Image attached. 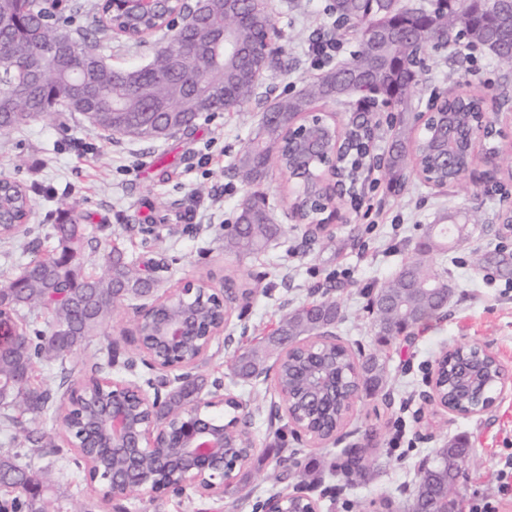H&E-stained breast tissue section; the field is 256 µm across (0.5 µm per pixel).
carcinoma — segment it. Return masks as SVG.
<instances>
[{
	"label": "carcinoma",
	"instance_id": "1",
	"mask_svg": "<svg viewBox=\"0 0 512 512\" xmlns=\"http://www.w3.org/2000/svg\"><path fill=\"white\" fill-rule=\"evenodd\" d=\"M429 11L403 3V0H332L326 7L336 16L334 24L356 35V49L345 63L309 82L298 93L279 98L262 114L254 137L240 148L231 162L234 175L253 185L265 180L270 170L299 162L284 133L299 115L312 111L315 104L335 100L336 84L348 80L353 85L349 97L366 109L380 104L396 113L390 121L391 144L379 165L381 179L393 190L405 182L406 166L416 156L422 166H439L444 144L432 140L430 129L441 124L449 112L455 113L459 126L472 123L482 97L461 90L449 101L434 105V116L427 127L415 125V87L424 48L422 39L442 32L458 41L488 50L500 66L512 71V0H438ZM110 31L127 39L140 40L143 34L163 33V42L143 66L125 71L112 67L110 56L98 49V29L76 35L67 23L54 17L43 0H0V52L9 45L27 48L18 68L0 69V130L12 129L35 117L53 115L61 108L80 114L93 132H104L138 141H155L178 131L195 128L200 115L212 112L221 103L232 107L249 100L261 74L274 65V51L263 54L261 36L274 29L268 11L253 0H207L205 11L181 28H162L159 15L132 20L124 14H112V2L97 5ZM231 28L241 51L233 56L211 51L213 36ZM382 36H366L368 28ZM79 46L90 65L78 91L81 106L55 95L62 71L69 67L66 47L54 68L43 64L50 47L64 41ZM173 43H186L195 57L176 61L169 53ZM0 212L10 219L22 218L30 207L26 187L19 181L0 186ZM290 208L301 211L312 225L318 216L307 205L301 192L290 199ZM58 246L55 251L36 258L0 288V324L13 326L16 335L0 341V386L8 397L0 399V427L24 433L26 441L49 455L58 448L56 438L26 427L54 408L60 391L71 388L72 369L66 358L87 345L111 317L118 302L129 297L154 295L156 281L141 263L128 256L117 243L104 249L101 274L79 273L85 250L92 247L87 225L70 215L53 225ZM285 233L272 221L270 209L262 198L243 204L235 224L224 229V250L237 254H255L272 238ZM465 239L460 224H429L417 242L414 254L387 280L369 293L368 309L374 319L378 338L391 344L404 328L412 330L439 318L448 305L443 286L448 283L433 269L432 256L448 251V243ZM230 304L249 299L257 288H241L232 277ZM46 314L50 327L30 333L27 322L18 321L22 312ZM342 320L341 308L330 292L283 313L273 332L261 341L242 346L228 362V369L241 382L254 384L258 375L270 370L275 358L280 389L288 393L293 411L304 424L330 432L346 425L352 400L360 394L374 395L389 382L388 358L380 350L355 354L336 344L329 347L303 345L283 357V340L303 341L320 328L332 329ZM58 364L56 385L39 379L44 363ZM115 358L112 342L100 343L91 373L100 377L112 371ZM323 368L336 378V402L311 408L305 400L306 388L299 374ZM496 356L479 346H462L446 355L440 373L443 399L465 410L490 394V381L497 375ZM202 385L189 378L165 393L162 410L177 417L198 400ZM250 415L232 404L224 406V426L229 445L244 443ZM471 448L454 442L435 451L431 463L422 468L413 497L403 505L405 512H453L461 508L456 488ZM368 448L347 464L339 465L342 475L362 481L372 467ZM311 465L295 457L282 466V475L306 484ZM0 479L8 489L0 500V512H58L49 493L47 478L26 470L17 463V454L0 452Z\"/></svg>",
	"mask_w": 512,
	"mask_h": 512
}]
</instances>
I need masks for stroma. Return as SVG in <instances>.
Masks as SVG:
<instances>
[{
    "label": "stroma",
    "instance_id": "35a3bbf8",
    "mask_svg": "<svg viewBox=\"0 0 512 512\" xmlns=\"http://www.w3.org/2000/svg\"><path fill=\"white\" fill-rule=\"evenodd\" d=\"M329 2L268 0L275 24L272 43L281 67L265 71L255 95L235 111L202 116L191 132L154 143L112 138L91 132L72 112L0 130V176L22 182L32 205L24 234L0 241V288L22 264L56 248L53 226L63 219L65 204L74 203L98 246L85 272L100 271L99 249L117 238L141 260L161 263L157 278L166 292L189 280L218 281L227 273L237 282L260 284L261 293L235 309L224 328L225 336L235 339L268 335L284 312L327 288L346 316L336 335L349 346L376 348L367 309L369 291L410 257L426 225L473 211L481 218L465 242L435 260L436 269L454 285L447 309L410 339L388 347L391 386L387 393L356 400L343 442L310 448L296 440L287 417L275 414L281 397L267 383L255 390L241 385L226 366L231 352L219 339L193 376L204 392L220 386L260 405L252 424L257 450L240 498L167 494L150 502L133 495L124 502L128 512H253L254 502L266 499L269 490L291 491V483L276 481L275 476L279 460L296 451L317 463L310 489L312 496L321 497L323 512H343L346 499L357 502L362 512H376L385 499L400 506L417 486L422 461L457 439L467 440L471 448L458 483L465 507L486 503L495 512H512V497L501 491L502 472L512 461V390L484 412L453 420L422 396L425 367L456 345H480L512 368V235L498 219L512 205V197L469 178L434 187L413 170L402 189L393 191L380 181L376 168L368 167L358 204L342 203L335 229L314 242L306 225L293 222V187L280 171H270L255 188L229 171L264 110L348 58L354 46L348 36L330 56L318 57L309 50L308 36L325 24ZM425 63L421 96L435 88L452 93L457 82L466 81L485 92L502 119L512 118V72L500 68L490 53L466 50L458 43L442 50L430 47ZM256 192L265 197L274 222L291 225V232L258 255L225 252V225L234 223L242 204ZM136 305L133 299L122 302L100 334L116 342L122 376L155 382L159 373L144 366V354L131 335ZM369 429L375 432L378 458L371 476L355 486L343 477H331V467L342 460L347 445ZM396 437L401 440L397 449L391 445ZM6 448L48 467L64 506L98 501L95 488L73 464L71 448L61 447L51 464L35 454L23 435L0 431V450Z\"/></svg>",
    "mask_w": 512,
    "mask_h": 512
}]
</instances>
